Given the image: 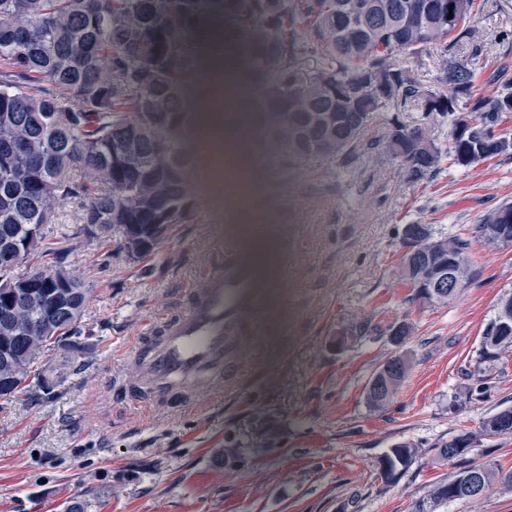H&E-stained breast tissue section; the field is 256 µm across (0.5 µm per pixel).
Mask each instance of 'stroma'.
Segmentation results:
<instances>
[{
    "mask_svg": "<svg viewBox=\"0 0 512 512\" xmlns=\"http://www.w3.org/2000/svg\"><path fill=\"white\" fill-rule=\"evenodd\" d=\"M481 51L476 87L512 81V0H493L475 19ZM428 89H440L443 48L397 55ZM187 172L193 210L149 256L130 259L115 240L74 231L85 206L57 210L46 252L91 288L85 335L49 347L29 383L44 398L0 400V512H65L83 497L88 512H512V485L491 479L473 499L432 503L428 492L454 468L436 448L472 437L467 463L512 470V435H491L488 417L512 407V348L484 362L485 330L512 295V244L472 243L476 278L445 303L415 298L401 273L404 225L431 224L469 237L474 224L512 203V151L469 168L445 166L416 180L398 163L348 168L335 161L285 163L268 143L255 167V207L270 225L274 261L259 273L263 309L241 344L236 385L200 395L178 416L140 410L115 396L135 384L126 352L143 321L175 310L186 290L223 270L226 250L247 257L237 192L215 188L195 135ZM365 322L367 335L353 325ZM405 323L401 345L390 329ZM348 332L344 344L336 335ZM407 363L392 401L371 408L369 381L387 359ZM410 442L416 462L396 484L379 460ZM239 443L241 462H218Z\"/></svg>",
    "mask_w": 512,
    "mask_h": 512,
    "instance_id": "35a3bbf8",
    "label": "stroma"
}]
</instances>
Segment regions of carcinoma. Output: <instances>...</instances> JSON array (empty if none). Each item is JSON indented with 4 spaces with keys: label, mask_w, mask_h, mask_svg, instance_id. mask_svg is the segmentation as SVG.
<instances>
[{
    "label": "carcinoma",
    "mask_w": 512,
    "mask_h": 512,
    "mask_svg": "<svg viewBox=\"0 0 512 512\" xmlns=\"http://www.w3.org/2000/svg\"><path fill=\"white\" fill-rule=\"evenodd\" d=\"M363 3L356 24L344 6ZM415 0H0V329L4 320L39 328L35 343L18 337L0 399L25 388L45 348L81 333L89 293L81 277L58 256L35 273L10 277L14 266L36 253L55 210L70 198L86 200L76 234L119 239L131 259L153 252L172 228L189 219L192 201L186 170L193 157L183 138L190 124L186 100L190 80L205 53L236 47L251 85L261 91L255 127L263 142L277 141L291 163L329 159L342 168L367 151L378 150L413 178L436 173L443 159L468 168L512 150V138L498 130L512 112V85L484 95L474 90L475 67L448 58L445 91L423 90L395 59L445 49L477 38L474 25L484 4L477 0H424L422 15L407 13ZM453 17H448V14ZM213 26L224 39L208 41ZM316 68L302 74V60ZM382 78L387 91L351 110L336 101V88L352 98L361 83ZM423 103L425 111L452 119L450 146L437 147L418 128L393 118L381 142L365 140L378 112ZM476 113L472 122L455 112ZM279 117L267 126L261 116ZM475 236L495 248L512 243V204L493 210L475 226ZM402 273L415 296L440 270H461L473 278L470 240L430 224H408L402 234ZM64 278L63 303L51 288H39L18 309L6 308L34 275ZM512 346V331L488 324L480 357L495 360ZM404 376L389 387L373 385L367 402L382 408ZM512 409L486 422L492 435ZM471 436L462 433L437 447L436 459L458 463ZM418 448L400 443L379 461V475L392 484L415 463ZM466 465L437 483L431 499L448 501V490Z\"/></svg>",
    "instance_id": "1"
}]
</instances>
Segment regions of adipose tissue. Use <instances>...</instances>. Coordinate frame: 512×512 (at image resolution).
<instances>
[{
  "label": "adipose tissue",
  "instance_id": "obj_1",
  "mask_svg": "<svg viewBox=\"0 0 512 512\" xmlns=\"http://www.w3.org/2000/svg\"><path fill=\"white\" fill-rule=\"evenodd\" d=\"M209 73L218 75L223 87L222 107H213L210 100L200 99L196 104L198 112L197 132L204 146L211 166L216 173H223L231 166L238 171H246L253 162L249 148L247 130L238 127L232 115L242 105L241 89L244 72L240 68L236 52L224 57L210 59L205 63ZM256 189L251 182L240 186V208L249 221L246 230L249 254L257 267L269 266L273 259V244L260 230L259 218L253 207Z\"/></svg>",
  "mask_w": 512,
  "mask_h": 512
}]
</instances>
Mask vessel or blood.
<instances>
[{
	"instance_id": "1",
	"label": "vessel or blood",
	"mask_w": 512,
	"mask_h": 512,
	"mask_svg": "<svg viewBox=\"0 0 512 512\" xmlns=\"http://www.w3.org/2000/svg\"><path fill=\"white\" fill-rule=\"evenodd\" d=\"M260 284L245 260L225 262L191 289L185 306L149 321L132 348L139 381L121 389L136 406L156 404L182 412L198 392L234 380L241 338L260 312Z\"/></svg>"
}]
</instances>
